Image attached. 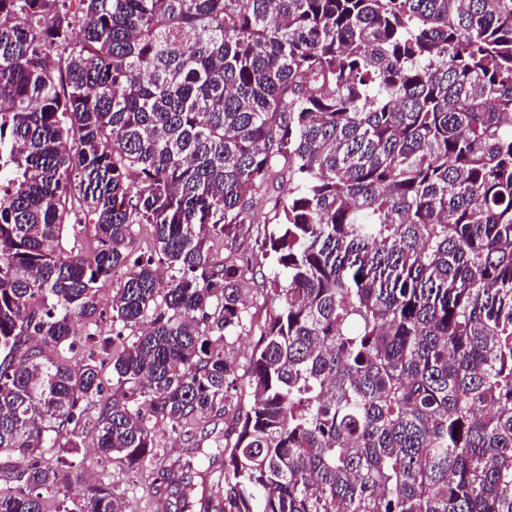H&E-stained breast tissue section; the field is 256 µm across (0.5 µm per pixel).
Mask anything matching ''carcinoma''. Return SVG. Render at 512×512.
I'll return each instance as SVG.
<instances>
[{
    "instance_id": "1",
    "label": "carcinoma",
    "mask_w": 512,
    "mask_h": 512,
    "mask_svg": "<svg viewBox=\"0 0 512 512\" xmlns=\"http://www.w3.org/2000/svg\"><path fill=\"white\" fill-rule=\"evenodd\" d=\"M267 202L274 309L201 512H512V0H0V512H43L92 405L136 474L158 422L226 414L251 265L213 239ZM118 268L112 397L16 357L73 347ZM94 229L90 225L79 226L75 230L68 225L63 233L62 248L65 255H85L90 252L93 243Z\"/></svg>"
}]
</instances>
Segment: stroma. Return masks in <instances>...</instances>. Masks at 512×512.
<instances>
[{
    "label": "stroma",
    "mask_w": 512,
    "mask_h": 512,
    "mask_svg": "<svg viewBox=\"0 0 512 512\" xmlns=\"http://www.w3.org/2000/svg\"><path fill=\"white\" fill-rule=\"evenodd\" d=\"M273 227V214L269 208L256 207L249 210L243 224L232 228L231 249H219L220 257H227L229 250L248 255L253 262V274L245 284L244 299L248 308V321L240 333L227 337L225 352L234 368L237 388L226 402L227 415L214 419L207 426L206 438L195 442L178 429L164 428L154 465L149 466L138 477L127 475L118 463L99 457L96 452V434L80 426L76 432L79 445L75 448H49L45 459L59 474L57 485L43 494L45 512H57L67 508L68 512H82L88 489L106 486L121 499L126 512H175L172 497L166 482L157 478L158 467L177 466L187 460H198L201 452H214L217 440L223 439L231 423L232 415L245 411L251 404L248 381V360L251 349L258 339L259 327L271 314L273 305L267 294L269 281L275 272L271 256L265 255L262 242ZM112 287L104 285L100 291V314L96 324L75 320L77 344L74 350H61L52 345H43L44 361L66 360L78 366L95 356L102 360L101 375L105 389H112L116 382L112 375L110 358L113 350L127 343L121 325L112 321Z\"/></svg>",
    "instance_id": "stroma-1"
}]
</instances>
